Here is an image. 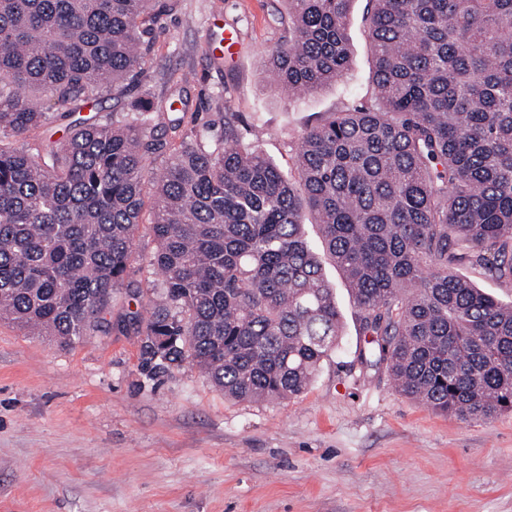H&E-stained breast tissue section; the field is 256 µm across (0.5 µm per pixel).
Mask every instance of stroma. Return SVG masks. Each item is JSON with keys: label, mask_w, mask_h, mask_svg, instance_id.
I'll list each match as a JSON object with an SVG mask.
<instances>
[{"label": "stroma", "mask_w": 512, "mask_h": 512, "mask_svg": "<svg viewBox=\"0 0 512 512\" xmlns=\"http://www.w3.org/2000/svg\"><path fill=\"white\" fill-rule=\"evenodd\" d=\"M151 21L134 82L95 93L80 111L49 97L48 120L16 138L37 148L75 120L116 121L131 101L157 105L148 123L243 140L289 178L300 139L330 113L374 101L370 0H353L347 75L301 99L281 92L267 54L290 36L286 0H165ZM241 35L225 54L223 30ZM145 193L134 259L112 298L124 327L64 347L0 320V512H512V413L460 420L402 395L384 369L358 359L365 336L342 274L323 272L342 316L338 348L300 396L225 398L191 365L140 369L143 326L161 301Z\"/></svg>", "instance_id": "stroma-1"}]
</instances>
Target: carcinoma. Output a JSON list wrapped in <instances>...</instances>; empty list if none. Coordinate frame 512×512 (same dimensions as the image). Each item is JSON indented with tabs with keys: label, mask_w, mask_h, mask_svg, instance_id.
<instances>
[{
	"label": "carcinoma",
	"mask_w": 512,
	"mask_h": 512,
	"mask_svg": "<svg viewBox=\"0 0 512 512\" xmlns=\"http://www.w3.org/2000/svg\"><path fill=\"white\" fill-rule=\"evenodd\" d=\"M291 37L268 54L290 93L342 79L352 0H287ZM375 103L301 137L297 177L244 144L74 125L31 154L0 139V318L71 345L112 329V294L134 254L146 184L164 304L142 359L189 361L224 396L304 393L336 350L341 312L304 211L349 285L368 346L403 395L458 418L512 411V304L453 272L463 260L512 284V0H371ZM162 0H0V136L47 119L22 96L85 103L135 77Z\"/></svg>",
	"instance_id": "carcinoma-1"
}]
</instances>
